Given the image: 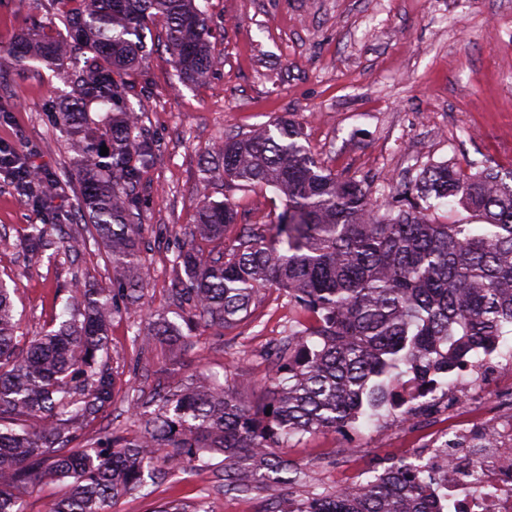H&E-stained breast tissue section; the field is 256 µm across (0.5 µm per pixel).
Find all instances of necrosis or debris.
Instances as JSON below:
<instances>
[{"instance_id": "necrosis-or-debris-1", "label": "necrosis or debris", "mask_w": 512, "mask_h": 512, "mask_svg": "<svg viewBox=\"0 0 512 512\" xmlns=\"http://www.w3.org/2000/svg\"><path fill=\"white\" fill-rule=\"evenodd\" d=\"M512 389V360L499 351L471 355L446 395L456 423L436 434L426 452L442 476L441 512H512V408L483 415L479 408L494 389ZM455 444L457 453L443 454Z\"/></svg>"}]
</instances>
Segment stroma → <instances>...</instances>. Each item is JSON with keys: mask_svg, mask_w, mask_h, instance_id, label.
Here are the masks:
<instances>
[{"mask_svg": "<svg viewBox=\"0 0 512 512\" xmlns=\"http://www.w3.org/2000/svg\"><path fill=\"white\" fill-rule=\"evenodd\" d=\"M213 29L224 64L206 80L183 84L153 26L154 47L140 68L126 74L142 131L155 145L140 177L137 223L150 228L143 252L145 289L137 311L113 315L109 329L116 400L105 417L89 422L81 445L118 430L137 436L128 396L150 401L204 372L230 384L237 367L251 380L244 399L264 397L272 368L266 358L288 327L283 292L263 294L251 319L231 330L197 335L139 350L136 328L174 318L171 288L176 246L195 222L203 195L229 199L242 224H273L283 210L269 188H240L222 178L205 183L200 165L225 134L246 132L290 118L302 142L332 173L396 192L423 168L440 162L464 174L491 165L512 173V0H198ZM62 28L55 0H0V142L29 147L31 165L57 184L45 220L7 175L0 174V275L15 277L16 317L26 336L57 324L75 285L112 289L105 250L87 243L69 252L64 238L83 234L76 215L82 199L73 178L75 155L53 123L66 72L37 63L17 65L9 47L34 21ZM47 227L45 254L25 246L31 225ZM432 416L403 427L380 416L341 432L291 438L284 453L310 476L309 485L333 491L365 482L370 467L409 456L425 435L446 428ZM224 458L209 466L184 462L149 494L123 497L116 512H156L174 502L208 499L212 512H287L309 485H270L251 494L224 492Z\"/></svg>", "mask_w": 512, "mask_h": 512, "instance_id": "obj_1", "label": "stroma"}]
</instances>
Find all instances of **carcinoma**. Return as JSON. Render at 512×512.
Wrapping results in <instances>:
<instances>
[{
  "mask_svg": "<svg viewBox=\"0 0 512 512\" xmlns=\"http://www.w3.org/2000/svg\"><path fill=\"white\" fill-rule=\"evenodd\" d=\"M81 2L65 12L67 33L47 35L35 25L10 52L22 63L79 65L56 124L79 161L88 233L109 254L118 288L75 289L67 318L28 340L0 281V512H26L23 494L49 483L65 493L48 512H114L121 498L145 488V474H165L205 454L224 456L226 492L295 484L304 472L277 451L285 439L393 411L402 404V374L438 386L464 354L494 348L512 325V176L506 180L492 166L466 176L446 162L433 164L397 192L401 205L384 207L363 182L324 168L298 126L282 118L225 136L217 163L205 169L242 187L274 188L285 198L277 223L243 224L233 243L207 253L197 240L224 243L238 213L227 200L203 197L173 260L185 274L172 293L184 326L161 318L134 336L149 347L183 336L184 328L232 329L251 317L261 291L281 290L295 316L288 335L267 351L274 368L267 399L246 405L199 373L149 415L130 404L142 424L136 437L112 434L70 447L85 423L112 406V315L143 297L135 185L154 149L122 76L150 53L147 33L158 20L183 82L201 81L220 60L196 0ZM93 104L107 112L110 162L101 143L84 134ZM6 172L45 208L52 181L19 161ZM432 198L455 199L471 221L430 219ZM435 480L409 456L360 487L313 493L288 512H438Z\"/></svg>",
  "mask_w": 512,
  "mask_h": 512,
  "instance_id": "carcinoma-1",
  "label": "carcinoma"
}]
</instances>
